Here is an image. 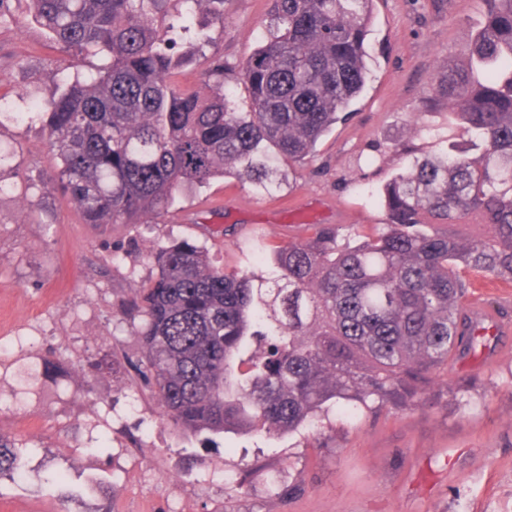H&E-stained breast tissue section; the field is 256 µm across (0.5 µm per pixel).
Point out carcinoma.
<instances>
[{"label": "carcinoma", "instance_id": "cac0c4a2", "mask_svg": "<svg viewBox=\"0 0 512 512\" xmlns=\"http://www.w3.org/2000/svg\"><path fill=\"white\" fill-rule=\"evenodd\" d=\"M49 38L80 55L111 59L76 72L38 108L57 161L55 188L88 224H139L176 195L235 175L268 191L282 163H302L350 119L370 75L373 0H271L269 21L241 67L247 109L224 83V60L203 73L206 96L178 81L204 55L206 34L174 52L205 7L224 22L225 0H25ZM471 49L483 69L450 71L439 91L480 153L413 155L383 187L388 224L354 245L334 224L275 250V274L215 265L190 243L153 248L157 275L134 289L130 309L142 377L163 417L189 434L306 429L334 408L422 401L449 356L486 346L465 335L469 272L512 282V0H485ZM481 215L487 231L426 233ZM20 470L0 434V473Z\"/></svg>", "mask_w": 512, "mask_h": 512}]
</instances>
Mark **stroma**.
<instances>
[{
    "label": "stroma",
    "instance_id": "obj_1",
    "mask_svg": "<svg viewBox=\"0 0 512 512\" xmlns=\"http://www.w3.org/2000/svg\"><path fill=\"white\" fill-rule=\"evenodd\" d=\"M210 52L233 70L257 44L270 0H227ZM483 0H374L372 74L304 164L273 194L232 176L177 196L147 224H87L54 188L56 161L31 107L103 57H71L21 0L0 21V432L24 454L0 474V512H512V335L492 364L449 358L425 402L329 411L269 438L182 433L140 376L127 303L152 280L151 248L186 240L229 270L270 276L272 253L312 225L343 238L386 220L376 196L408 157L468 137L436 78L469 65ZM105 452H97L99 443ZM58 472L62 481L46 477Z\"/></svg>",
    "mask_w": 512,
    "mask_h": 512
}]
</instances>
